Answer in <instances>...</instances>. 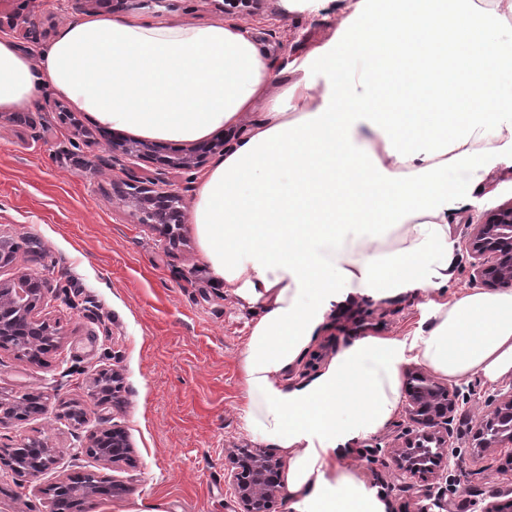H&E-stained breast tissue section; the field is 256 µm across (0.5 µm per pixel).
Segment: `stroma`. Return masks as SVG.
Masks as SVG:
<instances>
[{
	"instance_id": "1",
	"label": "stroma",
	"mask_w": 512,
	"mask_h": 512,
	"mask_svg": "<svg viewBox=\"0 0 512 512\" xmlns=\"http://www.w3.org/2000/svg\"><path fill=\"white\" fill-rule=\"evenodd\" d=\"M352 0H331L318 10H288L284 0H264L256 12L224 13L218 0H173L171 7L133 12L120 4L112 14H132L151 23L184 21L240 23L253 32L268 59H296L326 42ZM0 10L31 20L27 52H39L66 19L54 0H0ZM63 98L49 96L16 121L0 112V236L19 246L13 266L40 272L50 284L43 315L56 322L60 345L40 363L0 349V393L44 395L46 415L0 427V444L37 437L62 454L54 470L24 479L0 470V512H44V488L57 475L107 472L125 484L126 494L96 500L90 512H238L225 473L232 448L263 442L244 417L245 383L240 366L253 313L231 289L208 276L192 230L169 249L158 230L136 223L112 192L126 172L151 176L152 160L113 161L103 130ZM512 201V167L493 170L484 184L448 221L455 240V270L447 286L430 295L359 299L328 316L309 348L281 380L284 389L316 378L338 347L351 338L404 337L429 322L428 300H453L475 287L473 259L465 248L470 226L488 209ZM116 370L122 388L108 415L90 410L82 425L59 416L63 401L91 402L90 383L102 370ZM462 394L476 401L460 405L453 422L460 468L449 470L447 512H480L488 502H512V447L476 451L472 435L484 415V399L498 384L475 375L458 380ZM118 426L128 435L129 463L107 469L89 455L73 457L91 433ZM412 428L398 410L384 428L354 441L340 466L378 492L386 512H416L415 480L404 488L395 476L389 449Z\"/></svg>"
}]
</instances>
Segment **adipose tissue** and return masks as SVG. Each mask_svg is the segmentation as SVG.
I'll return each mask as SVG.
<instances>
[{
    "mask_svg": "<svg viewBox=\"0 0 512 512\" xmlns=\"http://www.w3.org/2000/svg\"><path fill=\"white\" fill-rule=\"evenodd\" d=\"M502 0H356L283 80L235 23L71 18L31 59L0 38V111L67 99L101 128L209 140L261 109L195 186L187 214L216 284L254 313L246 418L287 460L288 512H385L336 461L402 401L401 366L512 378V289L431 302L411 337L343 344L325 372L281 377L329 314L447 285L448 214L512 167V22Z\"/></svg>",
    "mask_w": 512,
    "mask_h": 512,
    "instance_id": "adipose-tissue-1",
    "label": "adipose tissue"
}]
</instances>
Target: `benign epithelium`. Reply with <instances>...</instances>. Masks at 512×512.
I'll return each instance as SVG.
<instances>
[{"label":"benign epithelium","instance_id":"1","mask_svg":"<svg viewBox=\"0 0 512 512\" xmlns=\"http://www.w3.org/2000/svg\"><path fill=\"white\" fill-rule=\"evenodd\" d=\"M112 152L142 158L155 152L150 141L130 138H112L108 143ZM224 151V141L212 140L168 157H160L157 163L164 170H190L210 153ZM117 196L131 207L132 215L139 224H151L160 230L169 246L175 247L182 239L181 228L186 212L181 195L167 187L161 177L130 175ZM466 248L475 257L473 277L487 286L512 285V202L483 212L479 221L472 225ZM18 244L0 237V267L13 264ZM26 271L14 278L0 280V345L7 340H21L31 348L27 361H40L43 341L58 344L59 332L50 323L38 317L46 292L50 289L44 278ZM119 385V374L112 370L100 371L93 381L92 395L98 406L111 402L110 392ZM30 395L5 397L0 394V426L26 417ZM460 388L442 381L422 367H410L406 371V413L415 425V432L390 451L395 470L402 479L420 478L434 480L439 472L456 463L452 449L451 424L459 406ZM484 419H512V387L506 392L489 398ZM478 447L502 448L512 446V426L509 425L492 436L478 429ZM34 451L17 458L8 449L0 448V468L4 467L21 477H38L57 463L59 450L33 439ZM89 452L107 464L129 460L131 444L126 432L118 427L100 429L91 434L89 444L72 450L77 457ZM227 480L232 486L239 504L238 512H275V505L284 499V463L267 448H234L229 454ZM61 486L73 488L67 505L55 507L56 495ZM127 487L111 482L103 476L88 475V479L76 480L63 477L44 490L49 512H85V504L95 499H107L125 494Z\"/></svg>","mask_w":512,"mask_h":512}]
</instances>
